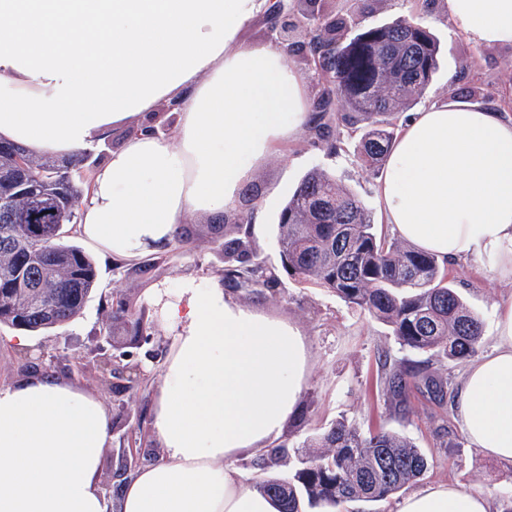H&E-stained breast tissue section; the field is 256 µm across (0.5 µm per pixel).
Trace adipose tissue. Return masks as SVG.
I'll return each mask as SVG.
<instances>
[{
    "label": "adipose tissue",
    "instance_id": "adipose-tissue-1",
    "mask_svg": "<svg viewBox=\"0 0 512 512\" xmlns=\"http://www.w3.org/2000/svg\"><path fill=\"white\" fill-rule=\"evenodd\" d=\"M265 0H0V139L37 157L104 146L80 201L83 238L133 260L197 215L234 212L272 145L309 122L307 81L282 48L242 33ZM452 29L479 47H512V0H442ZM175 104L171 132L150 120ZM377 204L393 235L438 263L477 256L512 282V117L445 101L405 123ZM172 330L151 433L158 461L111 501L101 463L111 419L94 395L42 375L0 386V512H279L237 467L267 451L310 376L300 329L232 301L216 281L157 292ZM471 444L512 460V301L493 345L470 364L455 404ZM445 483L398 512H507Z\"/></svg>",
    "mask_w": 512,
    "mask_h": 512
}]
</instances>
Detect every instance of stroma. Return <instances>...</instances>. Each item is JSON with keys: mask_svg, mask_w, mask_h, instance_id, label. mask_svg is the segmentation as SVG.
<instances>
[{"mask_svg": "<svg viewBox=\"0 0 512 512\" xmlns=\"http://www.w3.org/2000/svg\"><path fill=\"white\" fill-rule=\"evenodd\" d=\"M327 9L345 6L362 25H380L414 12V0H376L372 12H362L363 0H324ZM423 22L440 41L439 67L424 95V103L451 98L462 87L479 88L482 95L512 112V48L478 47L454 32L439 8L423 14ZM343 148L329 152L310 130L278 145L240 189L239 213L252 216L248 231L262 257L281 280L279 293L254 296L245 290L226 288L225 293L244 307L258 310L296 325L310 348V378L301 405L308 408V422L290 418L281 443L296 448L337 419L344 418L362 430L379 426L413 440L432 459L424 484L447 483L477 491L498 501L512 497V460L485 456L466 438L454 414L463 365L438 362L430 370L447 383L444 401H436L425 389H412L403 412H394L380 381L381 351L392 360L408 358L387 327L351 309L326 289L297 283L283 269L277 247L278 218L290 192L309 170L318 168L336 175L368 204H375L377 176L366 171L357 158L358 134L342 132ZM216 220L194 218L185 227L191 249L184 254L167 250L148 253L133 261H115L84 243L78 228L69 241L82 247L96 268V287L81 315L69 325L27 333L28 344L18 347V332L0 326V384L48 374L69 381L96 395L108 412L112 440L102 459V484L117 497L118 448L140 449L143 462L159 454L152 442L150 418L162 385V367L171 345V332L160 319L153 291L164 285L177 292L187 276L224 277V258L213 244ZM448 274L460 295L484 321L482 350L493 342L498 307L512 299V283L494 277L486 260L472 258L449 266ZM134 310L144 311L147 322L140 338L129 344L132 363L138 364L144 383L139 391L114 389L101 382L99 347L106 339L102 327L112 310L114 297Z\"/></svg>", "mask_w": 512, "mask_h": 512, "instance_id": "obj_1", "label": "stroma"}]
</instances>
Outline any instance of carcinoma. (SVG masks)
Wrapping results in <instances>:
<instances>
[{
	"label": "carcinoma",
	"mask_w": 512,
	"mask_h": 512,
	"mask_svg": "<svg viewBox=\"0 0 512 512\" xmlns=\"http://www.w3.org/2000/svg\"><path fill=\"white\" fill-rule=\"evenodd\" d=\"M298 18L305 38L296 54L313 63L322 83L316 135L324 139L333 128L361 133L360 158L379 173L401 129L396 114L421 101L436 72L437 36L413 16L360 27L350 14L326 10L322 0H307ZM6 147L23 157L26 169L0 170V325L28 332L60 328L80 315L96 283L92 259L67 241L87 181L83 154L59 165L37 161L21 146ZM249 222L234 216L214 243L224 252V280L263 295L275 291L278 279L245 228ZM278 245L295 280L324 288L379 321L403 349L459 364L481 346L484 322L448 280V269L378 227L357 193L319 169L288 198ZM110 320L130 340L138 337L142 317L123 299ZM381 369L396 407L419 382L434 397L446 396V382L423 361L393 362L386 355ZM287 464L288 479L256 483L280 503V512H336L355 501L386 500L431 468L409 438L383 427L364 434L344 419L312 436L294 458L281 445L258 466Z\"/></svg>",
	"instance_id": "cac0c4a2"
}]
</instances>
